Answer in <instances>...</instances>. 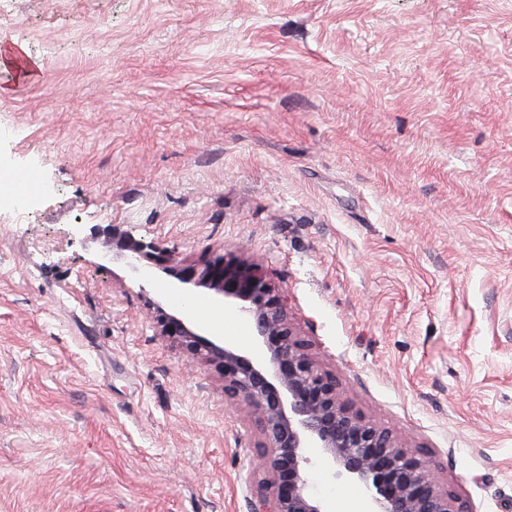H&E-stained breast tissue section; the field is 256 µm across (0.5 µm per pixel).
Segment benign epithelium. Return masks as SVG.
<instances>
[{
    "instance_id": "obj_1",
    "label": "benign epithelium",
    "mask_w": 512,
    "mask_h": 512,
    "mask_svg": "<svg viewBox=\"0 0 512 512\" xmlns=\"http://www.w3.org/2000/svg\"><path fill=\"white\" fill-rule=\"evenodd\" d=\"M112 239L125 251L132 270L147 260L187 292L204 288L218 300L234 302L253 323L264 362L205 337L178 313L156 307L159 334L214 367L224 381V397L251 409L260 435L262 478L249 512H323L309 491L307 448L319 449L334 466L336 479L359 483L374 504L373 512H466L455 495L441 488L431 467L352 409L291 323L281 289L258 264L244 254L181 260L175 249L135 239L115 226Z\"/></svg>"
}]
</instances>
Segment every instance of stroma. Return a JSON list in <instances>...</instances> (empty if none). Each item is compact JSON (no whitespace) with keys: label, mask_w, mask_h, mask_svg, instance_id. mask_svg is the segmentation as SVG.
<instances>
[{"label":"stroma","mask_w":512,"mask_h":512,"mask_svg":"<svg viewBox=\"0 0 512 512\" xmlns=\"http://www.w3.org/2000/svg\"><path fill=\"white\" fill-rule=\"evenodd\" d=\"M0 512H248L246 404L161 336L247 250L354 410L512 512V0H0ZM233 314L210 339L259 356Z\"/></svg>","instance_id":"1"}]
</instances>
